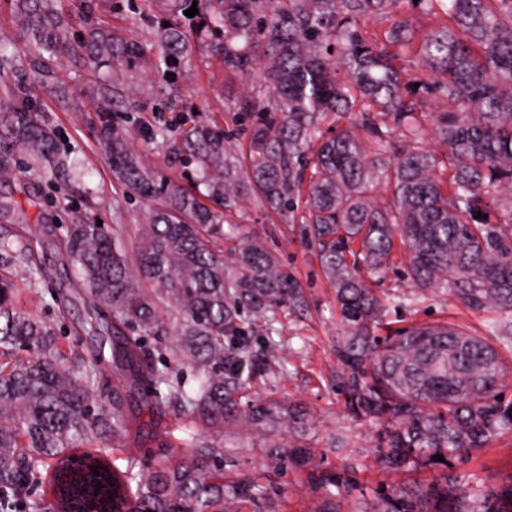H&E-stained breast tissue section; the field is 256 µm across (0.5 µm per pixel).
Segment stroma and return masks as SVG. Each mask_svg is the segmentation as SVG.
Here are the masks:
<instances>
[{"label": "stroma", "mask_w": 512, "mask_h": 512, "mask_svg": "<svg viewBox=\"0 0 512 512\" xmlns=\"http://www.w3.org/2000/svg\"><path fill=\"white\" fill-rule=\"evenodd\" d=\"M96 14L122 28L129 40L144 42L151 37L150 24L135 18L127 0H96ZM201 56V50H194L184 80L171 86L164 85L142 64L117 68L124 83L135 91L130 104V143L165 178H182V166L167 149L148 141L140 131L141 126L152 122L151 109L163 93H171L175 100L167 114L173 126L215 118L231 131L232 145L243 141L230 114L231 101L242 92L243 85L233 76L202 66ZM94 86L88 65L75 59L54 66L48 73L27 74L21 86L9 90L0 86L2 101H35L58 133L60 147L77 165L75 180L65 187L50 175L35 173L24 163H17L14 176L0 180V228L23 225L41 261V280L35 285L29 284L23 268L12 270L21 288V307L39 312L55 328L56 347L63 357L71 361L100 358V386L93 392L94 403L108 406L113 397L122 399L141 461H149L162 452L177 458L184 453L181 441L188 426L185 415L171 408L149 407L146 391L131 389L120 380L112 365L111 349L101 348L99 337L85 328L89 308L81 298L78 276L65 251V230L74 215L85 214L102 220L108 227H122L127 242L132 244L145 207L143 201L124 197L112 177L110 158L102 147V108L93 94ZM228 228L259 240L276 253L301 284L309 306L303 317L280 310L269 330L264 329L263 318H256L259 330L251 338L252 354L264 357V338L268 335L278 342L279 349L271 371L253 382L248 397L272 395L308 409L314 421V465L333 469L348 464L356 469L358 486L344 498V507H351L353 500L362 497L374 498L379 487L409 481L410 473H393L377 463L374 424L352 420L343 407L336 386L335 350L340 329L335 294L303 225L288 223L252 203L230 216ZM371 281L378 293L404 295L410 300L408 307L390 310L387 322L394 329L415 323L447 322L483 333L490 323L512 317L505 312L462 308L447 293L419 291L401 274L391 271L372 276ZM338 439L345 444L344 452L334 448ZM236 456L239 471L260 477L264 492L274 500L279 512H316L320 494L308 484L306 470L287 464L270 468L248 447H238ZM456 470L476 479L491 480L496 486L512 482V434H504L487 448L472 453L466 463L457 464Z\"/></svg>", "instance_id": "35a3bbf8"}]
</instances>
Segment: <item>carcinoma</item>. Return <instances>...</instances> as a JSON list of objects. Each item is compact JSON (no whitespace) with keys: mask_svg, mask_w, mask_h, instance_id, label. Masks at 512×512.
I'll return each mask as SVG.
<instances>
[{"mask_svg":"<svg viewBox=\"0 0 512 512\" xmlns=\"http://www.w3.org/2000/svg\"><path fill=\"white\" fill-rule=\"evenodd\" d=\"M76 2L71 10L62 0H13L27 52L17 61L0 44V64H11L4 75L44 72L70 58L94 70L143 61L172 85L197 44L247 79L232 104L246 141L239 150L228 145L216 122L176 132L160 117L165 107L157 109L142 133L163 146L181 136L178 161L205 187L200 197L176 179H157L130 146L127 127L107 121L101 133L113 178L127 198L151 202L136 246L86 215L67 226V255L112 334L116 369L149 391L150 404L178 408L195 424L183 439L192 452L177 461L161 454L139 465L126 448L122 404L92 407L97 364L56 356L52 327L17 306L19 288L4 271L22 266L34 285L40 267L30 243L14 246L12 231L0 229V348L27 353L0 364V512H276L259 484L233 477L237 457L209 439L242 427L250 448L275 467L313 458L306 407L268 397L245 409L240 403L261 373L241 310L270 322L285 307L306 306L296 279L259 242L233 236L227 254L214 249L226 213L246 202L301 220L317 246L336 290L345 408L378 426L380 463L433 472L382 488L352 512H512V484L492 494L448 474L512 433V396L500 398L512 368L487 338L453 324L376 334L407 297L380 296L360 275L363 266L390 270L402 257L416 288H442L468 309L512 312V0H418L439 22L419 44L431 75L420 80L399 63L414 49L412 23L400 19L381 35L367 27L398 0H139L135 12L156 24L149 42L130 41L97 18L94 0ZM194 2L198 14L189 18ZM77 18L81 37L69 42ZM132 94L118 81L96 92L122 113ZM425 95L446 109L425 118L418 111ZM344 117L348 126L324 127ZM429 136L441 152L424 146ZM2 138L11 147L0 148L1 177L13 173L18 147L29 169L69 178L70 155L43 113L0 104ZM380 184L382 199L372 195ZM490 197L507 212L501 223L487 217ZM148 338L172 349L176 366L145 361ZM185 365L197 373L195 388L174 373ZM92 436L106 451L127 452L126 468L68 454ZM218 457L222 472L210 468ZM49 460L57 462L50 501L34 497ZM307 481L322 493L317 512H340L345 473L313 469Z\"/></svg>","mask_w":512,"mask_h":512,"instance_id":"carcinoma-1","label":"carcinoma"}]
</instances>
